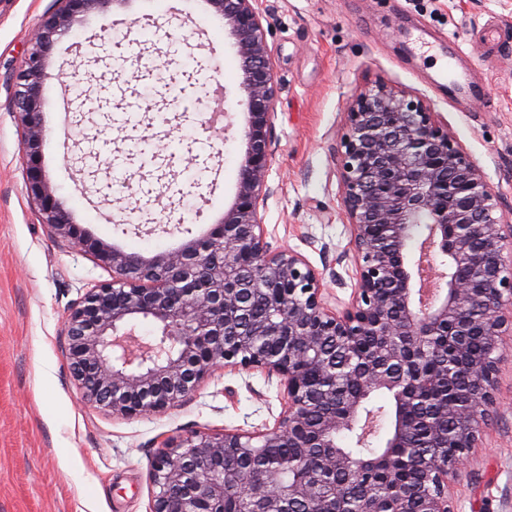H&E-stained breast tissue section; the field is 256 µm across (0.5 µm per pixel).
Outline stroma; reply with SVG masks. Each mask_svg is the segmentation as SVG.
Listing matches in <instances>:
<instances>
[{"instance_id": "35a3bbf8", "label": "stroma", "mask_w": 512, "mask_h": 512, "mask_svg": "<svg viewBox=\"0 0 512 512\" xmlns=\"http://www.w3.org/2000/svg\"><path fill=\"white\" fill-rule=\"evenodd\" d=\"M278 93L261 211L270 251L303 256L330 305L352 298L356 268L337 148L346 113L382 84L421 99L482 171L512 225V0H263ZM55 0H0V512H150L151 457L194 431L274 427L288 407L278 378L217 370L165 414L125 419L90 406L65 357L70 307L112 271L54 238L28 198L23 132L12 110L29 40ZM150 54L138 130L113 129L130 172L113 187L85 154L104 123L87 98L114 81V53ZM43 168L74 223L146 257L219 223L246 149L248 94L229 26L207 0H109L54 47L43 79ZM154 158L129 155L134 136ZM491 422L454 483L460 512H512V341L498 365Z\"/></svg>"}]
</instances>
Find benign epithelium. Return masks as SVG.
Instances as JSON below:
<instances>
[{
    "label": "benign epithelium",
    "instance_id": "benign-epithelium-1",
    "mask_svg": "<svg viewBox=\"0 0 512 512\" xmlns=\"http://www.w3.org/2000/svg\"><path fill=\"white\" fill-rule=\"evenodd\" d=\"M27 49L16 77L14 106L25 133L28 195L50 233L112 269V281L88 289L66 319V356L85 401L116 417L160 415L190 398L218 368L276 376L288 410L265 431L194 432L166 443L149 464L151 512H353L347 481L382 469L387 506L366 497L358 512H458L448 487L464 467L493 406L500 351L512 331V243L503 234L498 200L482 172L437 124L419 99L382 84L366 88L346 113L340 138L342 206L353 244L357 284L340 312L330 308L322 278L301 256L272 253L260 208L270 189V145L277 87L261 0H208L232 29L248 92V121L234 203L203 238L151 257L91 237L74 223L42 169L45 131L42 78L55 44L109 0H56ZM427 225L422 251L446 258L433 300H422L407 229ZM476 269L483 287L473 286ZM153 320L160 334L143 342L132 320ZM485 337L495 351L467 367L458 395L426 413L433 433L452 418L453 441L428 455L412 449L417 389L433 374L418 358L432 336L458 356L467 337ZM370 341L354 357L359 340ZM349 369L354 388L336 389ZM393 398L390 448L375 466L336 443L360 424L368 398ZM295 449L258 463L256 449ZM412 470L416 484H403Z\"/></svg>",
    "mask_w": 512,
    "mask_h": 512
}]
</instances>
